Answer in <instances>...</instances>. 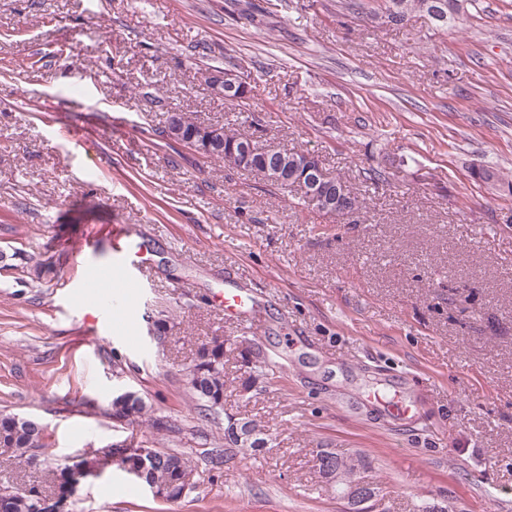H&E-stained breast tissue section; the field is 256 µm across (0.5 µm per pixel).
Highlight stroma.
<instances>
[{
	"label": "stroma",
	"instance_id": "1",
	"mask_svg": "<svg viewBox=\"0 0 512 512\" xmlns=\"http://www.w3.org/2000/svg\"><path fill=\"white\" fill-rule=\"evenodd\" d=\"M242 2L0 0V413L45 428L33 463L0 448V489L143 444L192 459L185 496L111 466L66 512H352L317 466L337 451L376 490L362 512H512V0H472L445 32L382 24L384 0H251L252 23ZM231 66L251 85L239 106L209 86ZM174 109L314 153L355 220L160 137ZM87 111L96 138L57 136ZM114 224L141 225L148 268L129 328L91 340L80 282L111 262ZM228 280L261 333L213 309ZM216 337L277 362L245 392L246 363L224 360L225 416L271 447H225L193 399ZM127 391L147 408L115 418Z\"/></svg>",
	"mask_w": 512,
	"mask_h": 512
}]
</instances>
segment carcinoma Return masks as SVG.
<instances>
[{"label":"carcinoma","instance_id":"cac0c4a2","mask_svg":"<svg viewBox=\"0 0 512 512\" xmlns=\"http://www.w3.org/2000/svg\"><path fill=\"white\" fill-rule=\"evenodd\" d=\"M466 2L467 0H442L441 11L444 19L437 20L431 12L435 0H388L384 22L398 26L403 24L410 13L419 12L426 15L435 28L444 29L461 20ZM232 81L235 84V90L224 95V101L238 106L247 99L249 88L237 75L232 78ZM176 118L181 122V140H190L198 133L201 124L193 121L185 112L167 113L165 125H170ZM221 135L222 138L212 145L208 157L226 163L229 162L230 148L237 149L244 141L250 139L248 135L224 130L221 131ZM274 158L273 153L267 157L261 154L252 155L245 161L243 169L262 176L266 164L273 162ZM347 209L357 211L358 203L347 185L338 178L336 179V208L327 211V215L342 217ZM233 351L234 343L230 340L215 338L200 346L189 370L190 389L193 395L197 401L207 407V410L216 414L224 410V357ZM274 366L275 363L266 360L252 363L248 376L241 379L242 390H250L253 381L269 375V371ZM112 406L115 415L128 419L138 416L144 409L141 397L134 392L115 398ZM240 433L242 439L226 435L225 442L237 448H249L253 451L264 447L268 442L262 429L250 419L244 421ZM43 437L44 428L38 422L16 415L0 414L1 448L12 449L23 457L32 448L44 447ZM323 461L324 466L339 475V479L336 480V491L344 497L348 496L347 477L355 469L353 458L330 452L323 454ZM117 467L123 468L128 473L134 469L139 470L138 480L156 489L155 496L166 501L174 502L190 489V483L186 481V477L192 472L191 460L180 454L149 448L146 454L137 457L129 456L117 463ZM43 497L45 494L34 486L24 489H0V512H38L39 500Z\"/></svg>","mask_w":512,"mask_h":512}]
</instances>
